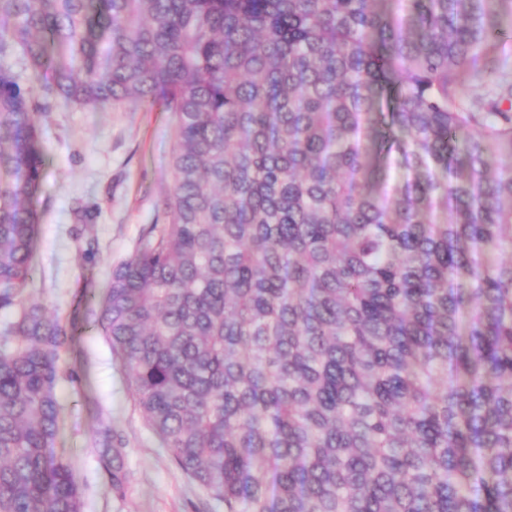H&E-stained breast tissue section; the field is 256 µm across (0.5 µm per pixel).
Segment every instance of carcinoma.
<instances>
[{
    "mask_svg": "<svg viewBox=\"0 0 512 512\" xmlns=\"http://www.w3.org/2000/svg\"><path fill=\"white\" fill-rule=\"evenodd\" d=\"M506 2L0 0V512L83 508L77 326L22 299L59 101L174 117L168 223L97 324L224 512H512V106L456 89Z\"/></svg>",
    "mask_w": 512,
    "mask_h": 512,
    "instance_id": "obj_1",
    "label": "carcinoma"
}]
</instances>
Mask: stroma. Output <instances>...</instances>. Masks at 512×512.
I'll return each mask as SVG.
<instances>
[{"label":"stroma","mask_w":512,"mask_h":512,"mask_svg":"<svg viewBox=\"0 0 512 512\" xmlns=\"http://www.w3.org/2000/svg\"><path fill=\"white\" fill-rule=\"evenodd\" d=\"M46 158L36 275L24 292L64 322L80 318L75 339L59 352L56 455L73 462L85 488L83 512H224L181 472L147 426L111 343L88 315L83 294L102 298L112 271L166 216L173 185L175 123L156 108L58 106L37 115ZM125 450L127 482L115 493L100 470L94 441L101 414Z\"/></svg>","instance_id":"35a3bbf8"}]
</instances>
